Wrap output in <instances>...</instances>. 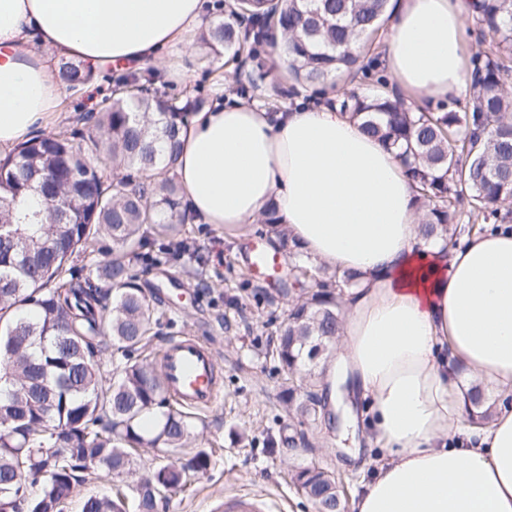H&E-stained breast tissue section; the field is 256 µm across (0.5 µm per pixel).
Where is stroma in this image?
Masks as SVG:
<instances>
[{"instance_id":"1","label":"stroma","mask_w":512,"mask_h":512,"mask_svg":"<svg viewBox=\"0 0 512 512\" xmlns=\"http://www.w3.org/2000/svg\"><path fill=\"white\" fill-rule=\"evenodd\" d=\"M159 69L169 93L198 86L215 104L237 100L244 66L225 49L217 56H172ZM185 235L206 260L204 277L168 264L144 273L148 300L169 315L148 352L157 355L175 336L199 337L217 354L223 397L193 414L195 446L212 453L209 470L168 493L159 512H219L225 496L235 494L262 495L277 512H315L291 480L294 469L306 466L333 472L341 494L353 498L362 474L343 464L351 439L298 424L281 399L282 376L267 342L285 321L291 299L247 267L251 245H270V235H258L253 224L197 221L186 224Z\"/></svg>"}]
</instances>
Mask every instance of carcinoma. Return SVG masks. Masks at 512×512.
Returning <instances> with one entry per match:
<instances>
[{"mask_svg":"<svg viewBox=\"0 0 512 512\" xmlns=\"http://www.w3.org/2000/svg\"><path fill=\"white\" fill-rule=\"evenodd\" d=\"M471 11L491 43L473 60L465 111L414 112L387 90L341 102L367 133L401 150L424 211L422 236L445 246L458 243L464 214L474 220L470 233L502 227L512 213V67L502 61L512 55V0H471ZM224 12L200 46L234 50L260 78L273 56L306 87L336 73L368 75L377 67L368 39L391 15L389 0H234ZM58 69L69 91L92 81L78 62L62 59ZM104 78L110 95L74 117L88 130L37 135L0 158V512H63L89 475L128 473L135 448L156 450L158 462L137 481L134 512H158L168 492L211 465L204 450L184 457L192 416L170 402L161 368L132 359L166 316L150 304L136 267L157 265L158 243L174 262L191 252L182 230L193 216L176 180L179 133L206 98L198 89L168 95L154 68ZM33 194L43 208L29 207ZM61 202L68 216L58 224ZM260 223L278 231V250L288 253L277 287L303 289L271 348L285 376L282 398L299 423L323 424L319 364L342 332L354 277L304 255L280 230L276 208ZM103 239L110 254L81 275L74 259L98 252ZM106 352L117 358L107 374ZM468 402L477 425L506 407L479 386ZM291 479L316 512L347 509L333 473L303 467ZM82 512H128V496L115 484L84 497Z\"/></svg>","mask_w":512,"mask_h":512,"instance_id":"1","label":"carcinoma"}]
</instances>
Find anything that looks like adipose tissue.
I'll list each match as a JSON object with an SVG mask.
<instances>
[{
  "mask_svg": "<svg viewBox=\"0 0 512 512\" xmlns=\"http://www.w3.org/2000/svg\"><path fill=\"white\" fill-rule=\"evenodd\" d=\"M213 0H0V151L61 114L60 59L91 72L192 46ZM468 0H398L382 56L415 100L470 81ZM179 182L199 221L252 224L276 206L302 251L353 273L324 382L383 460L352 512H512V411L469 422L465 396L512 392V230L424 240L396 150L336 105L270 114L214 105L183 130Z\"/></svg>",
  "mask_w": 512,
  "mask_h": 512,
  "instance_id": "ef3b65f1",
  "label": "adipose tissue"
}]
</instances>
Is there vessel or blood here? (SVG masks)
<instances>
[{"label": "vessel or blood", "instance_id": "1", "mask_svg": "<svg viewBox=\"0 0 512 512\" xmlns=\"http://www.w3.org/2000/svg\"><path fill=\"white\" fill-rule=\"evenodd\" d=\"M280 256L252 248V272L272 275L280 266ZM168 390L183 407L202 409L215 404L222 390L215 379L217 361L207 345L192 336L170 339L159 351ZM267 503L253 494H237L225 500L224 512H266Z\"/></svg>", "mask_w": 512, "mask_h": 512}]
</instances>
